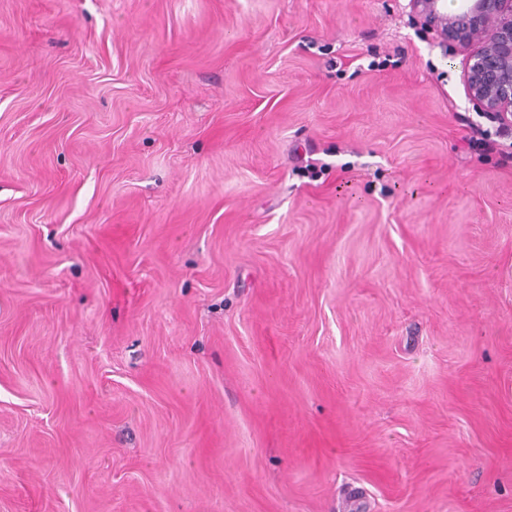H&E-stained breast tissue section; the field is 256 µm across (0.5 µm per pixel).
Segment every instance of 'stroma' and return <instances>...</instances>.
Wrapping results in <instances>:
<instances>
[{
  "mask_svg": "<svg viewBox=\"0 0 512 512\" xmlns=\"http://www.w3.org/2000/svg\"><path fill=\"white\" fill-rule=\"evenodd\" d=\"M409 0H0V512H512V138Z\"/></svg>",
  "mask_w": 512,
  "mask_h": 512,
  "instance_id": "obj_1",
  "label": "stroma"
}]
</instances>
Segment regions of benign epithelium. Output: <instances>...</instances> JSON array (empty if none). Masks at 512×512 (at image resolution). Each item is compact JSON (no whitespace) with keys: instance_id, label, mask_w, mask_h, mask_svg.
<instances>
[{"instance_id":"obj_1","label":"benign epithelium","mask_w":512,"mask_h":512,"mask_svg":"<svg viewBox=\"0 0 512 512\" xmlns=\"http://www.w3.org/2000/svg\"><path fill=\"white\" fill-rule=\"evenodd\" d=\"M409 0L438 36L464 51L462 79L473 107L512 125V0Z\"/></svg>"}]
</instances>
